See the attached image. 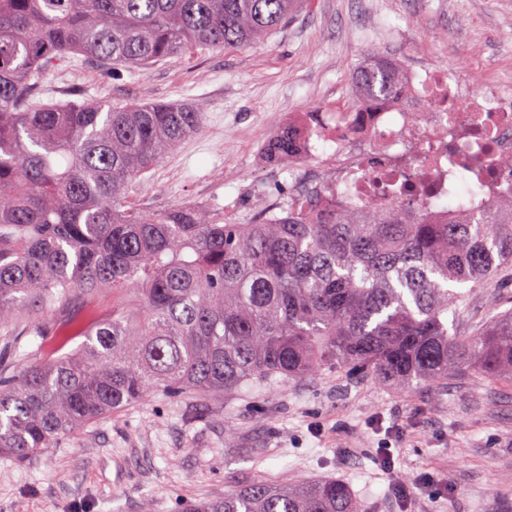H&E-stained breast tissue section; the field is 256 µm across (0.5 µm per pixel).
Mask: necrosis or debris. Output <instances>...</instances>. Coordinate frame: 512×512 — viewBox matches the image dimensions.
Here are the masks:
<instances>
[{"label": "necrosis or debris", "instance_id": "necrosis-or-debris-1", "mask_svg": "<svg viewBox=\"0 0 512 512\" xmlns=\"http://www.w3.org/2000/svg\"><path fill=\"white\" fill-rule=\"evenodd\" d=\"M287 200L301 204L308 170H316L317 213L366 211L391 201L429 220L447 217L448 200L476 177V209L512 197V78L473 92L442 64L406 69L384 98L324 112H292Z\"/></svg>", "mask_w": 512, "mask_h": 512}]
</instances>
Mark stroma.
I'll use <instances>...</instances> for the list:
<instances>
[{
  "label": "stroma",
  "mask_w": 512,
  "mask_h": 512,
  "mask_svg": "<svg viewBox=\"0 0 512 512\" xmlns=\"http://www.w3.org/2000/svg\"><path fill=\"white\" fill-rule=\"evenodd\" d=\"M363 28L387 37L358 41ZM376 48L401 67L456 68L480 90L490 70L512 72V0H305L258 48L200 49L113 78L64 62L47 89L57 101L196 106L202 132L133 180L126 199L147 212L215 207L248 224L263 196L288 194L287 175L263 161L276 121L350 98ZM511 307L505 276L470 292L456 330ZM386 442L385 463L377 450ZM254 448L267 456L254 460ZM257 475L343 480L365 512H512V385L473 373L436 399L326 371L216 398L152 393L58 447L24 460L0 454V512H185Z\"/></svg>",
  "instance_id": "stroma-1"
}]
</instances>
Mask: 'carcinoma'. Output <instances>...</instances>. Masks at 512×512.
Returning <instances> with one entry per match:
<instances>
[{"label": "carcinoma", "mask_w": 512, "mask_h": 512, "mask_svg": "<svg viewBox=\"0 0 512 512\" xmlns=\"http://www.w3.org/2000/svg\"><path fill=\"white\" fill-rule=\"evenodd\" d=\"M301 0H0V454L26 459L150 393L216 398L276 375L365 372L439 393L471 369L512 383V309L449 332L463 286L512 266V198L430 224L395 205L228 224L224 212L124 203L135 177L202 130L188 103L46 102L58 63L138 70L199 47L260 46ZM380 51L359 98L395 90ZM273 137L265 154H288ZM112 292L103 314L92 305ZM47 310L60 312L52 326ZM38 336L45 360L9 368ZM83 341L70 351L65 347ZM190 512H362L341 480L255 477Z\"/></svg>", "instance_id": "carcinoma-1"}]
</instances>
